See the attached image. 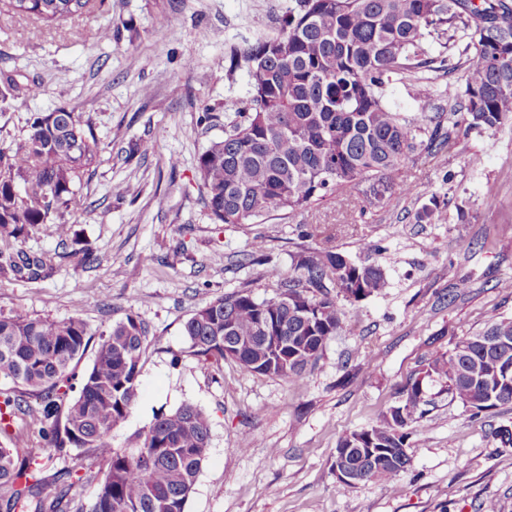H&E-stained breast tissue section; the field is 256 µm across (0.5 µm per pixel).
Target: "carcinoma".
I'll return each instance as SVG.
<instances>
[{
    "instance_id": "obj_1",
    "label": "carcinoma",
    "mask_w": 512,
    "mask_h": 512,
    "mask_svg": "<svg viewBox=\"0 0 512 512\" xmlns=\"http://www.w3.org/2000/svg\"><path fill=\"white\" fill-rule=\"evenodd\" d=\"M90 0H3L9 11L53 26L87 10ZM457 47L471 57L463 84L448 83V112L422 106L398 112L386 88L404 74L437 61L425 45ZM228 74L251 80L247 105L235 113L224 137L197 160L200 199L215 224H255L273 212L294 214L334 204L350 188L366 184L369 206H384L402 183L407 161L439 153L460 132L496 131L512 121V6L507 0H295L279 31L244 48L227 50ZM90 120L59 107L35 113L25 135L0 146V273L39 280L51 258L22 248L30 233L52 226L67 247L72 225L64 221L76 186L96 159L100 144ZM433 198L418 220H440ZM277 296L259 301L250 291L218 297L184 324V335L206 367L226 360L264 376L297 380L328 340L344 328L338 297L350 302L387 287L382 268L358 265L329 250L301 254ZM336 294H331V289ZM242 336L249 345L233 348ZM279 336L281 350L266 341ZM147 331L132 313L101 334L91 366L76 368L91 340L79 316L56 321L28 313H0V419H30L29 434L0 426V512H82L59 480L42 476L52 452L85 448L93 462L68 477L99 484L91 512H184L211 436L210 421L186 403L161 412L134 446L117 448L112 431L137 398ZM512 320H500L463 336L407 383L404 399L375 425L338 442L357 439L371 451L335 457L365 480L393 489L412 466L411 428L427 405V383L445 384L451 398L478 414L512 403ZM40 400L37 410L26 398ZM105 470L95 469V464Z\"/></svg>"
}]
</instances>
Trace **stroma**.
<instances>
[{
  "label": "stroma",
  "mask_w": 512,
  "mask_h": 512,
  "mask_svg": "<svg viewBox=\"0 0 512 512\" xmlns=\"http://www.w3.org/2000/svg\"><path fill=\"white\" fill-rule=\"evenodd\" d=\"M289 2L104 0L38 37L35 18L0 11V143L22 138L31 115L67 106L91 121L103 147L65 214L94 263L58 257L50 227L33 231L26 250L51 255L54 272L36 281L0 276V312L77 314L96 336L126 313L138 316L148 329L138 397L112 441L127 446L159 412L203 409L211 439L185 512H486L491 504L512 512V442L500 437L512 430V403L474 416L436 382L408 440L412 467L400 492L381 480L346 487L333 466L339 439L399 405L425 364L512 318V127L472 131L407 162L413 194L396 193L382 208L367 207L358 186L317 211L215 224L200 201L197 158L250 97L247 73H227V48L276 32ZM97 29L109 38L80 39ZM462 76L397 81L386 100L401 112L427 100L444 110L440 89ZM208 109L211 125L201 120ZM145 140L152 150L133 154ZM118 182L127 187L120 199ZM433 196L441 221L418 223ZM258 236L265 264L252 258ZM314 250L380 266L387 288L345 304L344 332L300 380L230 360L203 367L187 319L245 286L257 299L274 297L272 271L288 272L295 256ZM245 435L252 443L243 450Z\"/></svg>",
  "instance_id": "stroma-1"
}]
</instances>
